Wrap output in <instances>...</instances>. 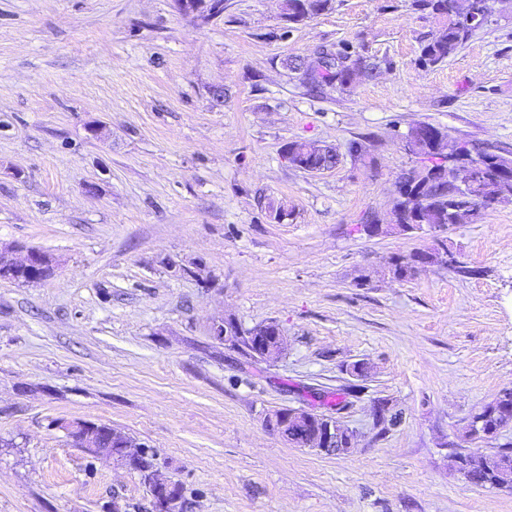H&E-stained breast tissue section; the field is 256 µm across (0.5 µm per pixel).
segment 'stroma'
Segmentation results:
<instances>
[{
	"label": "stroma",
	"mask_w": 512,
	"mask_h": 512,
	"mask_svg": "<svg viewBox=\"0 0 512 512\" xmlns=\"http://www.w3.org/2000/svg\"><path fill=\"white\" fill-rule=\"evenodd\" d=\"M281 13L0 0V249L56 263L0 278V512H152L135 471L68 442L71 421L148 445L189 512H512L511 490L454 463L512 448V422L459 439L512 387V201L439 232L364 227L417 165L416 124L512 154V8L434 67L411 0ZM322 46L381 73L310 93L286 62ZM304 140L336 166H290ZM437 237L461 268L392 274ZM218 317L276 321L288 349L246 357L211 336ZM285 408L336 416L354 450L289 444L265 424Z\"/></svg>",
	"instance_id": "stroma-1"
}]
</instances>
